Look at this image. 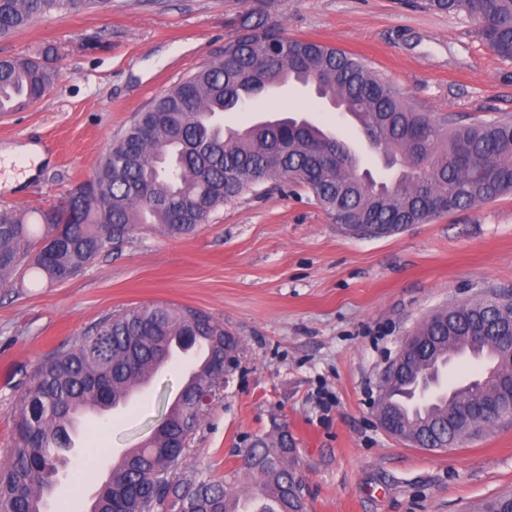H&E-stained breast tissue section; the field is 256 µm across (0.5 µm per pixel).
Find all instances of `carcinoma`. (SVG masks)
<instances>
[{"mask_svg":"<svg viewBox=\"0 0 512 512\" xmlns=\"http://www.w3.org/2000/svg\"><path fill=\"white\" fill-rule=\"evenodd\" d=\"M106 0H0V37L26 29L53 13L95 8ZM425 9L465 12L479 36L500 57L512 59V0H422ZM239 16L237 36L223 56L172 86L137 113L98 165L71 188L62 206L27 214L0 207V288L32 273L65 283L141 224L169 236L193 232L228 201L269 182L307 189L338 224H358L391 234L455 210L512 192V120L459 124L417 111L404 94L363 59L321 42L290 38ZM57 73L36 58L0 57V112L38 102ZM293 82L314 87L342 115L358 119L372 153L391 178L360 176L362 158L350 142L301 116H274L224 127L226 112ZM512 322V302L498 297L443 309L416 330L431 348L395 379V391L448 356V337L466 340L477 324ZM203 353L178 399L139 447L125 453L94 497L90 512H241V496L221 480L179 478L174 468L201 424L200 395L215 388V363L239 340L208 313L155 303L109 315L76 337L33 375L15 415L17 447L0 464V512H43L56 489L54 474L71 451L79 416L107 411L168 360L170 346ZM492 361L468 386L405 416L403 437L426 445L473 434L463 419L471 402L512 378ZM293 440L260 438L245 449V473L258 479L252 512H305L304 488L288 469Z\"/></svg>","mask_w":512,"mask_h":512,"instance_id":"carcinoma-1","label":"carcinoma"}]
</instances>
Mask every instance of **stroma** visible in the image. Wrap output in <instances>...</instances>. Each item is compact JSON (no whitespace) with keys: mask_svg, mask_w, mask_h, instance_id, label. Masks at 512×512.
<instances>
[{"mask_svg":"<svg viewBox=\"0 0 512 512\" xmlns=\"http://www.w3.org/2000/svg\"><path fill=\"white\" fill-rule=\"evenodd\" d=\"M245 11L287 36L362 57L433 116H512V61L496 56L463 12L424 10L415 0H110L0 39V56L55 47L49 64L58 73L40 101L0 116V147L33 141L48 156L19 189L0 190V205L59 206L136 112L223 55ZM276 110L348 132L329 102L294 85L224 122ZM492 289L512 297V193L361 237L305 189L268 183L190 234L135 229L67 283L28 275L0 288V462L16 444L20 395L46 357L106 315L162 302L207 311L241 344L181 474L232 473L234 490L248 492L243 450L284 426L307 512H479L512 491V422L452 448H419L380 429L373 401L402 336ZM188 364L183 356L162 366L130 404L83 419L47 512H89L117 456L138 447L177 399Z\"/></svg>","mask_w":512,"mask_h":512,"instance_id":"stroma-1","label":"stroma"}]
</instances>
